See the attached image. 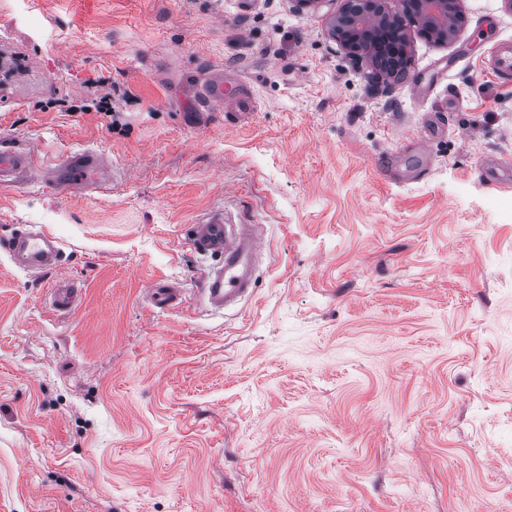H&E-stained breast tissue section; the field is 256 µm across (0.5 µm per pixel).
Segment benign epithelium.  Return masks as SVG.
Returning <instances> with one entry per match:
<instances>
[{
  "label": "benign epithelium",
  "instance_id": "1",
  "mask_svg": "<svg viewBox=\"0 0 512 512\" xmlns=\"http://www.w3.org/2000/svg\"><path fill=\"white\" fill-rule=\"evenodd\" d=\"M461 2L395 0L397 10L393 11L389 0H345L329 19V34L354 60L371 59L377 49L390 52L395 64L387 75L393 77L411 63L407 25H414L429 41L445 43L456 30Z\"/></svg>",
  "mask_w": 512,
  "mask_h": 512
}]
</instances>
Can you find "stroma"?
<instances>
[{
  "mask_svg": "<svg viewBox=\"0 0 512 512\" xmlns=\"http://www.w3.org/2000/svg\"><path fill=\"white\" fill-rule=\"evenodd\" d=\"M343 0H0V141L46 166L104 153L108 194L0 187V225L63 244L83 290L0 255V512H512V40L503 0H463L378 81L329 35ZM237 73L236 125L192 104ZM111 95L122 126L91 103ZM423 143L432 164L375 159ZM257 225L254 291L208 311L213 211ZM169 282L183 307L146 296ZM487 69L493 77L501 82L512 83V42L498 44L491 52ZM412 152V162L407 163L406 160L409 157H405V155L389 154L385 158L379 160V167L385 172H394L402 169L413 178H418L428 169L429 158L421 146L412 150ZM46 300L54 312L68 315L79 305L81 294L77 289L72 288L64 278L60 277L48 288Z\"/></svg>",
  "mask_w": 512,
  "mask_h": 512,
  "instance_id": "35a3bbf8",
  "label": "stroma"
}]
</instances>
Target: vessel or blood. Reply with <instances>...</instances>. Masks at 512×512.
I'll list each match as a JSON object with an SVG mask.
<instances>
[{
  "instance_id": "1",
  "label": "vessel or blood",
  "mask_w": 512,
  "mask_h": 512,
  "mask_svg": "<svg viewBox=\"0 0 512 512\" xmlns=\"http://www.w3.org/2000/svg\"><path fill=\"white\" fill-rule=\"evenodd\" d=\"M487 69L501 82L512 83L511 41L502 42L493 49ZM196 95L198 105L207 108H220L243 100L240 85L220 72L199 78ZM379 166L386 172L401 170L416 178L427 170L429 158L419 147L409 158L401 154L388 155L380 159ZM37 180L51 183L63 193H100L111 188L112 173L98 154L91 151L70 154L44 173L35 165L29 149L0 145V185ZM190 245L219 259L218 265L207 272L201 290L208 307L220 311L251 294L253 256L261 249L258 237L231 241L223 212L214 211L194 225ZM0 250L16 267L36 275L59 272L64 264V251L59 240L46 230H35L25 224L11 225L9 233L0 237ZM46 299L54 312L67 315L79 305L81 294L65 279L59 278L48 288ZM147 299L153 308L170 311L183 304L184 290L175 284L160 283L149 290Z\"/></svg>"
}]
</instances>
